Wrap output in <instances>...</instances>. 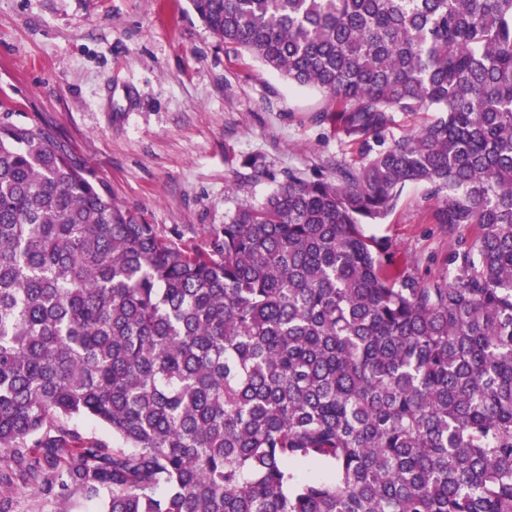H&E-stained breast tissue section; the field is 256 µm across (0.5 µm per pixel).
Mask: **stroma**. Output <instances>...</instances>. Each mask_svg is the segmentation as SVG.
Here are the masks:
<instances>
[{
    "instance_id": "1",
    "label": "stroma",
    "mask_w": 512,
    "mask_h": 512,
    "mask_svg": "<svg viewBox=\"0 0 512 512\" xmlns=\"http://www.w3.org/2000/svg\"><path fill=\"white\" fill-rule=\"evenodd\" d=\"M49 126L112 199L174 242L206 246L238 204H261L288 170L359 163L319 90L224 48L189 0H0V113ZM264 161L268 177L243 166ZM427 186H406L384 238L426 285L470 228L437 220Z\"/></svg>"
}]
</instances>
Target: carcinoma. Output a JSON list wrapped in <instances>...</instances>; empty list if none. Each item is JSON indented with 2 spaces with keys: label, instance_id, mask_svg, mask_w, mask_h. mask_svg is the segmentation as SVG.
Segmentation results:
<instances>
[{
  "label": "carcinoma",
  "instance_id": "cac0c4a2",
  "mask_svg": "<svg viewBox=\"0 0 512 512\" xmlns=\"http://www.w3.org/2000/svg\"><path fill=\"white\" fill-rule=\"evenodd\" d=\"M190 4L363 161L288 171L190 248L3 113L0 484L59 512H512V0ZM398 112L434 116L385 147ZM412 184L475 229L428 286L365 231Z\"/></svg>",
  "mask_w": 512,
  "mask_h": 512
}]
</instances>
